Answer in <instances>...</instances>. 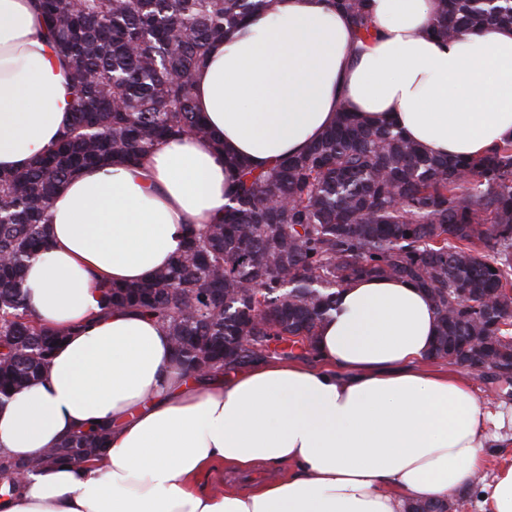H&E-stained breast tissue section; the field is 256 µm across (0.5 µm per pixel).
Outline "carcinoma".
<instances>
[{"label": "carcinoma", "instance_id": "obj_1", "mask_svg": "<svg viewBox=\"0 0 512 512\" xmlns=\"http://www.w3.org/2000/svg\"><path fill=\"white\" fill-rule=\"evenodd\" d=\"M274 0H38L47 39L67 59L74 116L27 169L0 170V400L35 381L60 334L25 305L24 273L48 237L61 185L92 165L137 163L161 144L203 136L194 76L210 46ZM368 0H330L357 40L373 36ZM512 25V0H438L429 32L452 39ZM237 170L224 221L187 229L170 265L105 287L106 307L161 321L185 370H235L261 357L310 360L317 326L340 289L364 277L426 290L437 318L432 349L482 377L512 378V140L479 159L429 154L392 122L339 113L302 153L269 170ZM292 350H268L272 339ZM110 426L80 432L0 474L81 458ZM78 448L75 455L70 449ZM414 501L407 512H455Z\"/></svg>", "mask_w": 512, "mask_h": 512}]
</instances>
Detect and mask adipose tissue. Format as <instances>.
I'll return each instance as SVG.
<instances>
[{"instance_id":"1","label":"adipose tissue","mask_w":512,"mask_h":512,"mask_svg":"<svg viewBox=\"0 0 512 512\" xmlns=\"http://www.w3.org/2000/svg\"><path fill=\"white\" fill-rule=\"evenodd\" d=\"M436 0H370L359 42L328 0H276L216 42L195 75L209 136L163 144L135 166L91 167L55 196L26 306L62 333L42 377L0 404V453L28 461L95 422L104 450L43 466L0 512H404L477 487L512 512V465L473 485L496 431L459 373L429 371L433 306L404 279L343 288L313 362L265 358L232 376H186L157 319L102 310L100 284L167 266L188 224L224 216L234 155L258 168L303 152L339 110L395 121L428 152L479 158L512 139V26L442 41ZM32 0H0V169L22 170L72 119L69 66ZM282 469L241 493L205 480Z\"/></svg>"}]
</instances>
